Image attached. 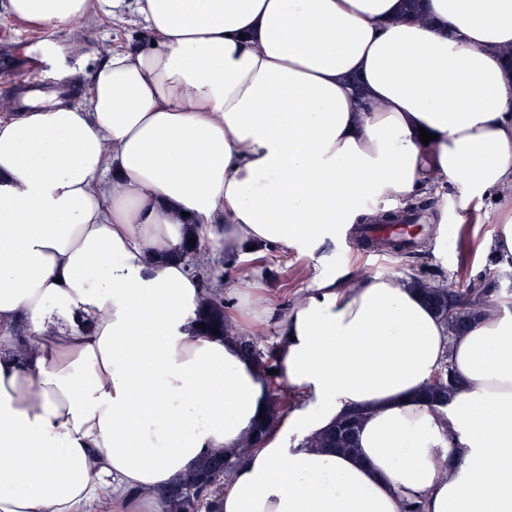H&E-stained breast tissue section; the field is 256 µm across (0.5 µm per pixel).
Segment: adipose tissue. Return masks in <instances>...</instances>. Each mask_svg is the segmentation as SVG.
<instances>
[{"mask_svg": "<svg viewBox=\"0 0 512 512\" xmlns=\"http://www.w3.org/2000/svg\"><path fill=\"white\" fill-rule=\"evenodd\" d=\"M0 0L37 29L134 18L148 44L85 103L0 117V512H161L157 488L255 433L269 386L197 312L273 322L299 405L224 482V512H512V314L453 335L398 272L327 249L430 185H512V0ZM433 141L422 142L420 130ZM320 264L292 307L187 245ZM448 406L422 397L442 363ZM358 454L308 439L346 413ZM202 324H206L205 331L212 336H224L231 332V329L224 318V299L221 297L212 298L208 309L201 318ZM212 329L219 330V334H212Z\"/></svg>", "mask_w": 512, "mask_h": 512, "instance_id": "ef3b65f1", "label": "adipose tissue"}]
</instances>
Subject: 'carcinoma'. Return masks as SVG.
Wrapping results in <instances>:
<instances>
[{"label":"carcinoma","mask_w":512,"mask_h":512,"mask_svg":"<svg viewBox=\"0 0 512 512\" xmlns=\"http://www.w3.org/2000/svg\"><path fill=\"white\" fill-rule=\"evenodd\" d=\"M411 282L423 292L438 316L455 333H460L468 327L485 302V296L480 290L471 289L461 295L443 284H434L421 277H413ZM201 322L206 324L205 331L209 334L214 329L219 330L221 336L231 332L224 318L223 298H212ZM241 342V348L255 359L263 370L277 368L275 347L259 348L256 336H243ZM287 406L288 396L283 388H274L270 400L271 411L258 424V437L269 433L275 425L279 410ZM361 419L362 415L359 412L345 415L332 429L314 437L312 444L317 448H333L346 454L356 453ZM234 464L233 458L226 457L220 452L205 456L196 469L175 479L160 492L163 512H197L202 500L206 501L208 512H219V503L210 498L211 488L224 479L226 469L232 468Z\"/></svg>","instance_id":"1"}]
</instances>
